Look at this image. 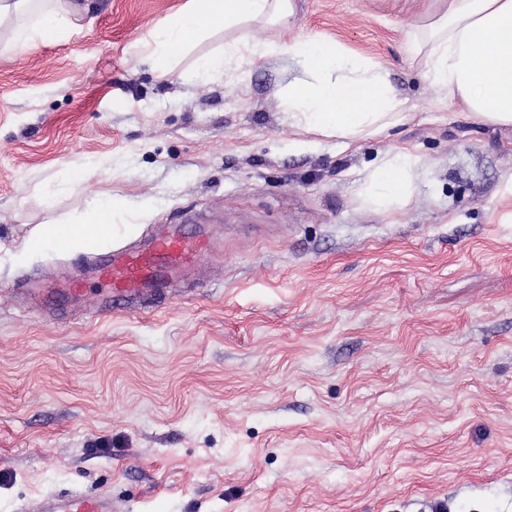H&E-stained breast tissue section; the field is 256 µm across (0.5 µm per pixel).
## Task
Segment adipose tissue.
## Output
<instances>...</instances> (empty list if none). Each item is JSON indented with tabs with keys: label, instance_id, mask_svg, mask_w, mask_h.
Here are the masks:
<instances>
[{
	"label": "adipose tissue",
	"instance_id": "obj_1",
	"mask_svg": "<svg viewBox=\"0 0 512 512\" xmlns=\"http://www.w3.org/2000/svg\"><path fill=\"white\" fill-rule=\"evenodd\" d=\"M90 7L89 0H0V47L22 52L68 39ZM293 13L292 0H190L186 9L154 27L137 57L165 77L187 46L211 30L255 21L284 25ZM280 51L306 74L288 85V117L296 126L352 145L405 120V103L382 65L316 37L284 44ZM406 52L423 61L424 80L461 101L474 120L512 125V0H448L441 17L410 30ZM263 54L250 39L230 38L223 55L204 58L200 68L216 77L227 66ZM415 164L406 150L386 155L362 188L366 205L391 214L402 211L413 194ZM121 209L119 199L104 197L83 223L46 226L34 244L93 246L114 232L112 220Z\"/></svg>",
	"mask_w": 512,
	"mask_h": 512
}]
</instances>
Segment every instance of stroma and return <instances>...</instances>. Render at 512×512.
I'll list each match as a JSON object with an SVG mask.
<instances>
[{
	"instance_id": "obj_1",
	"label": "stroma",
	"mask_w": 512,
	"mask_h": 512,
	"mask_svg": "<svg viewBox=\"0 0 512 512\" xmlns=\"http://www.w3.org/2000/svg\"><path fill=\"white\" fill-rule=\"evenodd\" d=\"M188 2L95 0L67 41L0 53V512L63 491L120 512H512V126L408 57L445 0H292L287 27L214 32L158 76L133 48ZM304 35L385 65L407 120L349 148L295 126L276 47ZM228 37L268 53L203 76ZM401 148L411 204L369 208ZM106 194L130 231L15 262ZM161 224L231 230L160 299L21 301Z\"/></svg>"
}]
</instances>
